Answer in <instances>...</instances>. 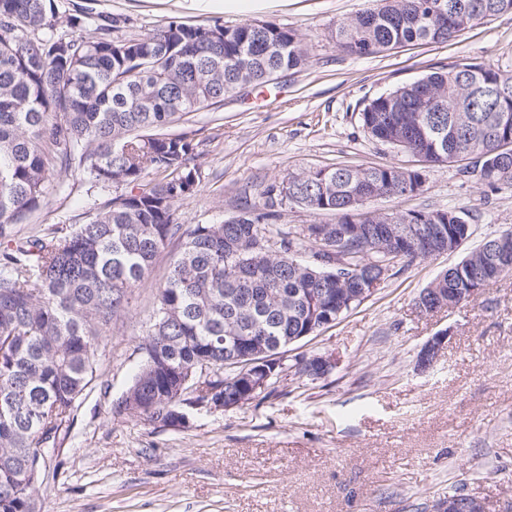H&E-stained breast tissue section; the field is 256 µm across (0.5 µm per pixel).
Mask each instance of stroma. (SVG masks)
I'll return each mask as SVG.
<instances>
[{
	"label": "stroma",
	"instance_id": "1",
	"mask_svg": "<svg viewBox=\"0 0 512 512\" xmlns=\"http://www.w3.org/2000/svg\"><path fill=\"white\" fill-rule=\"evenodd\" d=\"M368 0H56L53 32L91 37L96 17L117 18L114 37L145 34L169 19L235 27L255 21L295 29L305 66L257 89L189 113L175 125L195 146L201 182L178 202V223L218 224L287 174L336 166L420 167L422 192L368 201L401 213L452 208L474 219L469 241L416 260L288 357L323 355L336 367L317 380L284 373L266 397L232 409L189 408L186 427L113 415L144 353L157 286L180 249L171 242L103 337L95 379L39 487L42 512H432L449 489L512 505V275L472 303L425 313L416 300L488 235L512 230V191H489L460 163L417 164L362 128L366 100L453 64L512 71V14L485 19L447 43L356 56L331 37ZM92 15L71 27L74 9ZM19 237L89 220L137 184L90 187L77 169ZM445 346L420 370L439 332Z\"/></svg>",
	"mask_w": 512,
	"mask_h": 512
}]
</instances>
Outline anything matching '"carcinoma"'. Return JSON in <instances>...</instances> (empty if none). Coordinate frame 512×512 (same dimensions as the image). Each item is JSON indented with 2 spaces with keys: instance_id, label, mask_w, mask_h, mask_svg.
<instances>
[{
  "instance_id": "1",
  "label": "carcinoma",
  "mask_w": 512,
  "mask_h": 512,
  "mask_svg": "<svg viewBox=\"0 0 512 512\" xmlns=\"http://www.w3.org/2000/svg\"><path fill=\"white\" fill-rule=\"evenodd\" d=\"M512 13V0H373L336 24L332 38L351 55L378 54L407 43H444L476 14ZM54 0H0V240L39 211L56 173L76 164L95 185L130 184L152 172L160 179L137 194L98 207L83 224L32 236L0 256V512H40L37 492L93 379L99 343L112 320L146 279L156 255L182 241L158 287L146 356L116 415L170 427L189 405L210 398L231 408L245 396L249 371L224 355V337L246 334L309 337L362 303L360 282L372 255L349 224L379 228L378 251L390 267L420 254L402 247L406 224H441L449 241L468 240L472 224L453 210H414L390 221L363 210L364 201L401 190L423 191L420 170L343 166L288 174L268 185L237 224L177 223L175 205L200 183L192 141L168 132L182 116L219 103L267 75L304 66L298 32L267 22L231 29L206 41L203 25L170 20L149 33L112 37L56 36ZM512 73L476 64L450 66L414 84L404 82L368 100L364 132L427 163L469 159L478 182L512 189ZM308 210L331 212V226L285 232L276 219L280 182ZM337 249L347 267L333 270L298 258ZM512 273V239L485 237L436 277L446 291L466 287L469 274ZM283 368L304 376V359Z\"/></svg>"
}]
</instances>
